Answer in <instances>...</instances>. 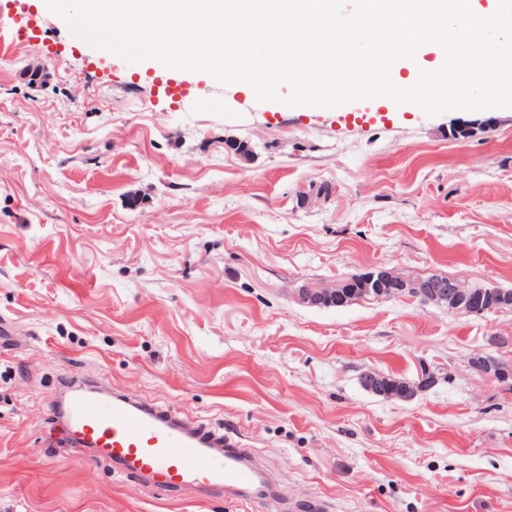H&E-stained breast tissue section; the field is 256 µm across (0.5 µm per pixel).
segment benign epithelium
I'll return each instance as SVG.
<instances>
[{
	"instance_id": "7a95c632",
	"label": "benign epithelium",
	"mask_w": 512,
	"mask_h": 512,
	"mask_svg": "<svg viewBox=\"0 0 512 512\" xmlns=\"http://www.w3.org/2000/svg\"><path fill=\"white\" fill-rule=\"evenodd\" d=\"M361 287L353 288L348 282H338L333 286L309 287L298 289L297 299L310 307H343L358 300V297L374 293L380 300L397 298L413 294L429 305L439 303L448 310L467 316H481L485 306V292L473 284H468L455 276L448 281L436 284L425 278H409L392 269L375 268L364 274L360 280ZM471 368L481 376L509 377L512 372L501 366L491 354L479 353L471 357ZM363 387L368 392L384 397L410 401L418 392L431 382V378L418 375L416 381H395L384 374L367 372L363 374Z\"/></svg>"
}]
</instances>
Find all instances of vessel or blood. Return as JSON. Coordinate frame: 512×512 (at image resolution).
I'll use <instances>...</instances> for the list:
<instances>
[{
  "instance_id": "b4317fda",
  "label": "vessel or blood",
  "mask_w": 512,
  "mask_h": 512,
  "mask_svg": "<svg viewBox=\"0 0 512 512\" xmlns=\"http://www.w3.org/2000/svg\"><path fill=\"white\" fill-rule=\"evenodd\" d=\"M63 431L71 442L126 471L149 475L161 488L224 484L246 498L264 491L244 449L223 432L129 396L109 399L97 390L70 387Z\"/></svg>"
}]
</instances>
